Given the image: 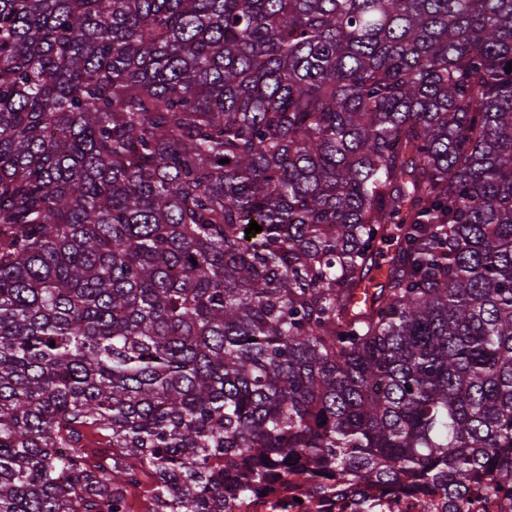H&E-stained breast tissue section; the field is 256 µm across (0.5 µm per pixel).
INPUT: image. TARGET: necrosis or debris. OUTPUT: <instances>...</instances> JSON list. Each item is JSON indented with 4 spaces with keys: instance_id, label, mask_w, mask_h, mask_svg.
Instances as JSON below:
<instances>
[{
    "instance_id": "obj_1",
    "label": "necrosis or debris",
    "mask_w": 512,
    "mask_h": 512,
    "mask_svg": "<svg viewBox=\"0 0 512 512\" xmlns=\"http://www.w3.org/2000/svg\"><path fill=\"white\" fill-rule=\"evenodd\" d=\"M232 512H512V479L471 483L453 500L440 488L413 496L380 486L336 485L316 494L307 484L281 480L235 499Z\"/></svg>"
}]
</instances>
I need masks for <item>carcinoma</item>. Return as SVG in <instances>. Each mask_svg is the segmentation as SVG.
Returning a JSON list of instances; mask_svg holds the SVG:
<instances>
[{"label": "carcinoma", "instance_id": "cac0c4a2", "mask_svg": "<svg viewBox=\"0 0 512 512\" xmlns=\"http://www.w3.org/2000/svg\"><path fill=\"white\" fill-rule=\"evenodd\" d=\"M511 62L512 0H0V512L512 473ZM150 488L151 479L148 476H144L142 484L130 490L128 499L132 512H148V510H151L152 499Z\"/></svg>", "mask_w": 512, "mask_h": 512}]
</instances>
